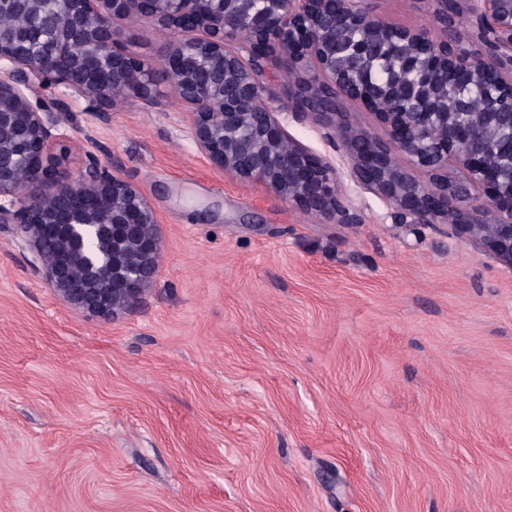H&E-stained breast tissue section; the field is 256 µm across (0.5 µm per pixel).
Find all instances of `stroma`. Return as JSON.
Returning a JSON list of instances; mask_svg holds the SVG:
<instances>
[{
	"instance_id": "1",
	"label": "stroma",
	"mask_w": 512,
	"mask_h": 512,
	"mask_svg": "<svg viewBox=\"0 0 512 512\" xmlns=\"http://www.w3.org/2000/svg\"><path fill=\"white\" fill-rule=\"evenodd\" d=\"M424 27L429 0H367ZM173 33L123 21L156 61ZM161 106L32 103L71 178L98 164L159 219L158 276L110 320L57 299L0 224V512H512V270L408 234L311 121L344 225L216 170L165 79Z\"/></svg>"
}]
</instances>
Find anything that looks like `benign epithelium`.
I'll return each instance as SVG.
<instances>
[{
	"label": "benign epithelium",
	"mask_w": 512,
	"mask_h": 512,
	"mask_svg": "<svg viewBox=\"0 0 512 512\" xmlns=\"http://www.w3.org/2000/svg\"><path fill=\"white\" fill-rule=\"evenodd\" d=\"M49 2L0 0V15L16 18L0 26V60L9 64L0 73V224L15 225L37 252L60 301L115 317L158 275V219L148 199L105 167L61 180L48 162L58 123L31 102L53 83L99 111L130 99L159 105L152 64L116 46V26L131 17L178 35L158 65L217 168L305 213L359 223L340 199L336 165L293 141L281 115L310 119L350 178L380 197L404 231L446 224L512 269V0H432L431 24L420 29L383 20L363 0H69L58 32L35 51V20ZM245 36L252 47L244 56ZM274 47L298 72L282 107L266 102L260 80ZM476 95L482 112L470 111ZM346 101L374 115L388 139L355 125ZM86 232L136 242V273L123 276L114 254L90 260L91 288L45 256L52 238L81 256Z\"/></svg>",
	"instance_id": "1"
}]
</instances>
